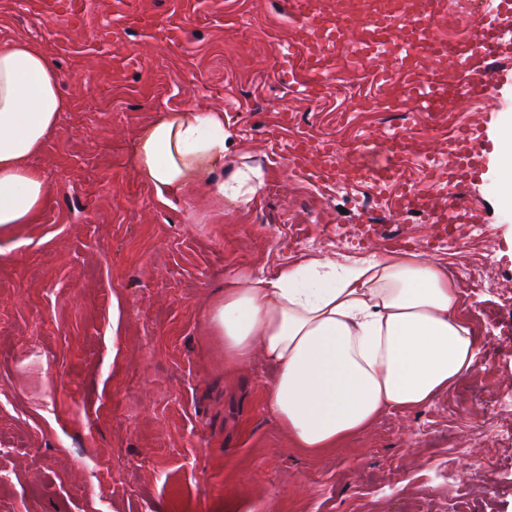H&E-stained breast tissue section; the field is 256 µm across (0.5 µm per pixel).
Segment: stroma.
I'll return each mask as SVG.
<instances>
[{
	"label": "stroma",
	"instance_id": "35a3bbf8",
	"mask_svg": "<svg viewBox=\"0 0 512 512\" xmlns=\"http://www.w3.org/2000/svg\"><path fill=\"white\" fill-rule=\"evenodd\" d=\"M140 2L174 37L116 21L118 0H84L65 21L40 0H0V39L43 48L70 103L35 161L50 183L39 222L0 237V512H512V292L499 288L512 284V206L497 160L457 190L489 230L462 253L378 198L368 211L388 234L347 240L363 188L285 152L300 131L361 143L405 130L413 174L422 154L444 158L455 127L487 125L497 142L512 108L478 95L477 111L454 99L436 118L395 82L374 98L368 79L387 63L375 56L345 64L351 96L304 97L276 65L295 26L286 0ZM189 104L223 113L234 163L262 170L247 206L203 185L164 201L138 176L142 130ZM396 249L443 258L463 287L496 280L466 296L483 371L337 448H295L264 402L270 367L225 364L206 306L232 272Z\"/></svg>",
	"mask_w": 512,
	"mask_h": 512
}]
</instances>
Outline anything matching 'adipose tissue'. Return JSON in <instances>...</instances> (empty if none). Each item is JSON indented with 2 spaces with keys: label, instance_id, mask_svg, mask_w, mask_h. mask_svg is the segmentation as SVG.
<instances>
[{
  "label": "adipose tissue",
  "instance_id": "ef3b65f1",
  "mask_svg": "<svg viewBox=\"0 0 512 512\" xmlns=\"http://www.w3.org/2000/svg\"><path fill=\"white\" fill-rule=\"evenodd\" d=\"M69 102L53 60L22 38L0 41V236L35 223L49 182L34 160ZM232 144L220 112L188 106L142 132L140 178L160 198L210 184L242 207L263 185L258 168L211 182ZM208 335L224 361L262 354L277 368L265 402L297 448L315 453L383 414L432 404L481 370L479 338L447 261L383 252L348 263L316 253L266 277L233 276L208 305Z\"/></svg>",
  "mask_w": 512,
  "mask_h": 512
}]
</instances>
